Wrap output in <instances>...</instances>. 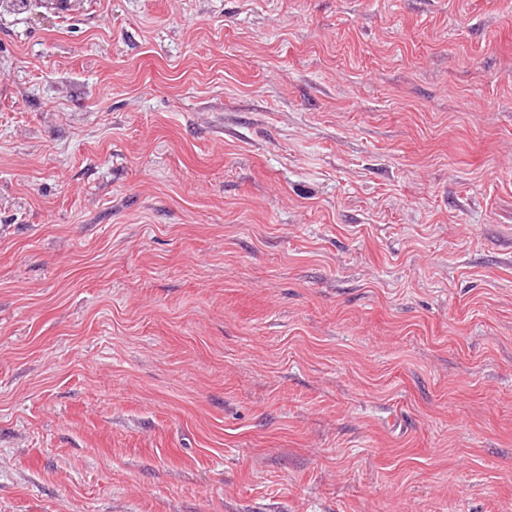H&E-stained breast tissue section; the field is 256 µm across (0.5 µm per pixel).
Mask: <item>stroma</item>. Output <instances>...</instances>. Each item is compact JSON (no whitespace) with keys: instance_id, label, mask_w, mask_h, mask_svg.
I'll list each match as a JSON object with an SVG mask.
<instances>
[{"instance_id":"stroma-1","label":"stroma","mask_w":512,"mask_h":512,"mask_svg":"<svg viewBox=\"0 0 512 512\" xmlns=\"http://www.w3.org/2000/svg\"><path fill=\"white\" fill-rule=\"evenodd\" d=\"M0 512H512V0L0 13Z\"/></svg>"}]
</instances>
